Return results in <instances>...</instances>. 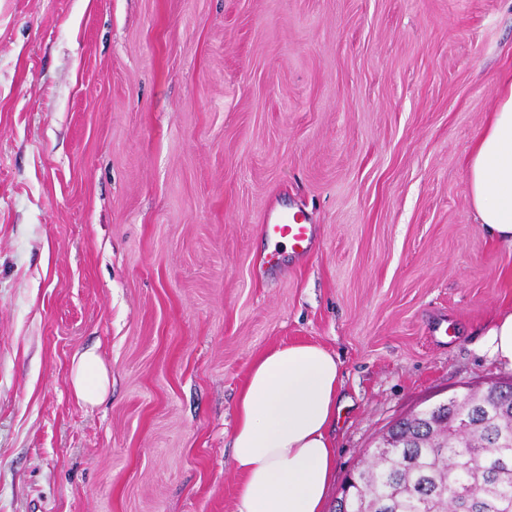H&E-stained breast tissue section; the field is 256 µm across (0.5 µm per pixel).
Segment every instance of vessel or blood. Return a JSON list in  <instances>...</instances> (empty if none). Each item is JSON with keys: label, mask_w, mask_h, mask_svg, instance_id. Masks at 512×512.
Returning a JSON list of instances; mask_svg holds the SVG:
<instances>
[{"label": "vessel or blood", "mask_w": 512, "mask_h": 512, "mask_svg": "<svg viewBox=\"0 0 512 512\" xmlns=\"http://www.w3.org/2000/svg\"><path fill=\"white\" fill-rule=\"evenodd\" d=\"M260 230L273 246L272 251L262 257L266 264L280 261L286 253L294 256L307 255L314 246V227L297 211L268 209L262 217Z\"/></svg>", "instance_id": "1"}]
</instances>
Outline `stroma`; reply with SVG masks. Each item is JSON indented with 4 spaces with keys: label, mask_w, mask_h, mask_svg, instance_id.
Returning a JSON list of instances; mask_svg holds the SVG:
<instances>
[{
    "label": "stroma",
    "mask_w": 512,
    "mask_h": 512,
    "mask_svg": "<svg viewBox=\"0 0 512 512\" xmlns=\"http://www.w3.org/2000/svg\"><path fill=\"white\" fill-rule=\"evenodd\" d=\"M509 80L512 0H0V512H234L237 395L290 341L340 362L325 512L397 420L511 381L466 175ZM274 204L316 227L280 271ZM483 336L480 351L503 369L512 370V310L499 313ZM70 382L75 396L83 403L95 405L103 401L112 379L96 348L85 350L73 358Z\"/></svg>",
    "instance_id": "1"
}]
</instances>
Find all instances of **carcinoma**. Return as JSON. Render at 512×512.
I'll list each match as a JSON object with an SVG mask.
<instances>
[{
    "instance_id": "cac0c4a2",
    "label": "carcinoma",
    "mask_w": 512,
    "mask_h": 512,
    "mask_svg": "<svg viewBox=\"0 0 512 512\" xmlns=\"http://www.w3.org/2000/svg\"><path fill=\"white\" fill-rule=\"evenodd\" d=\"M352 478L346 512H512V385L397 421Z\"/></svg>"
}]
</instances>
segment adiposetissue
<instances>
[{
  "label": "adipose tissue",
  "mask_w": 512,
  "mask_h": 512,
  "mask_svg": "<svg viewBox=\"0 0 512 512\" xmlns=\"http://www.w3.org/2000/svg\"><path fill=\"white\" fill-rule=\"evenodd\" d=\"M471 202L480 224L512 246V83L468 159ZM512 370V310L497 315L479 345ZM70 382L83 403L103 401L112 385L96 349L72 361ZM340 365L323 345L294 342L251 365L238 394L232 436L240 478L235 512H325L335 474L331 429L341 409Z\"/></svg>",
  "instance_id": "adipose-tissue-1"
}]
</instances>
